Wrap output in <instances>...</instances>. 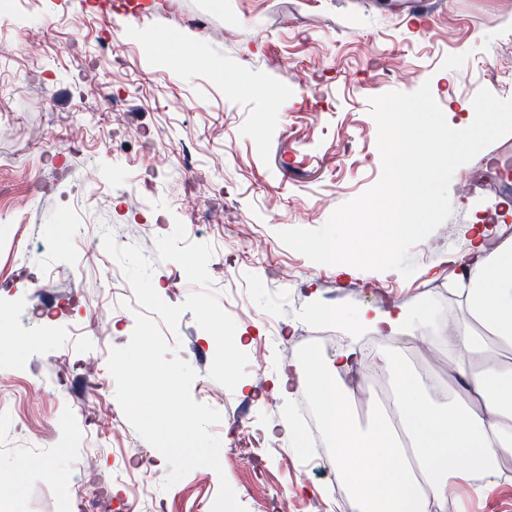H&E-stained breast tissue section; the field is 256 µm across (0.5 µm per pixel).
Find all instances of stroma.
<instances>
[{
    "label": "stroma",
    "mask_w": 512,
    "mask_h": 512,
    "mask_svg": "<svg viewBox=\"0 0 512 512\" xmlns=\"http://www.w3.org/2000/svg\"><path fill=\"white\" fill-rule=\"evenodd\" d=\"M29 12V26L0 25V91L16 73L39 90L0 113V512H98L107 496L123 512H209L223 477L247 512H342L330 461L272 434L312 402L272 390L285 347L301 358L324 330L348 346L336 311L403 304L430 336L443 315L463 318L471 215L512 200L486 158H512V135L456 170L453 213L412 248L410 278L340 273L277 233L321 227L378 182L370 98L427 81L452 125L479 89L512 99V0H430L421 16L400 0H112L108 17L95 0H33ZM30 27L46 33L35 54ZM91 83L110 104L85 97ZM70 119L87 130L78 151ZM211 204L230 222L208 223ZM247 239L261 249L239 254ZM139 312L196 371L193 398L220 412L222 473L162 490L163 456L127 420L101 426L80 372L60 385L67 356L109 377ZM236 334L228 373L214 344ZM457 496L461 512H512V479Z\"/></svg>",
    "instance_id": "1"
}]
</instances>
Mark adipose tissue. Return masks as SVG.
<instances>
[{
    "label": "adipose tissue",
    "mask_w": 512,
    "mask_h": 512,
    "mask_svg": "<svg viewBox=\"0 0 512 512\" xmlns=\"http://www.w3.org/2000/svg\"><path fill=\"white\" fill-rule=\"evenodd\" d=\"M470 247L467 275L458 290L467 315L449 337L453 389L430 393L390 349L377 350L372 365L389 375L395 392L392 422L363 428L341 373L358 366L355 349L334 357L310 354L272 381L292 397L314 395L324 409L336 451V478L358 501L360 512H448L455 490L499 473L500 455H512V364L499 350L512 347V242L488 247L481 224ZM417 314L402 305L346 315L351 331L396 336L416 331Z\"/></svg>",
    "instance_id": "ef3b65f1"
}]
</instances>
